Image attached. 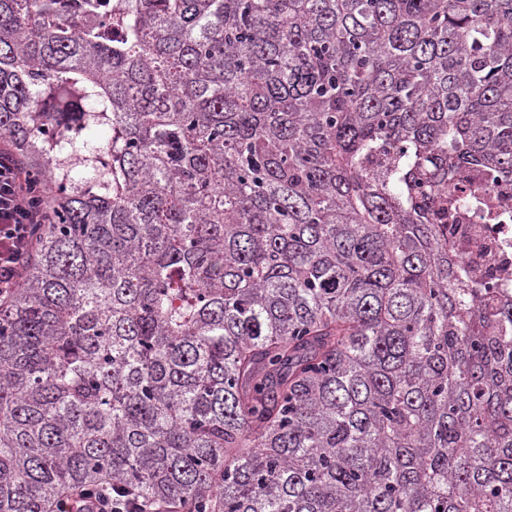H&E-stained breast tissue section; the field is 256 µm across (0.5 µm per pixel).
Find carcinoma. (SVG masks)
<instances>
[{
  "instance_id": "cac0c4a2",
  "label": "carcinoma",
  "mask_w": 512,
  "mask_h": 512,
  "mask_svg": "<svg viewBox=\"0 0 512 512\" xmlns=\"http://www.w3.org/2000/svg\"><path fill=\"white\" fill-rule=\"evenodd\" d=\"M0 140V512H512V0H0ZM46 208L13 149L0 146V304L24 277L35 250V228ZM463 180L451 181L448 192L459 203L456 214L448 220V235L456 240L474 242L459 252L460 264L470 275L487 278L499 288L512 291V224H486L484 211L503 202L512 203L510 186L499 184L486 192L483 206L473 205L466 199L467 182L481 180L479 174L471 170ZM80 498L85 502L84 512H128L126 508L121 507L122 503L112 497V486H102L96 492L84 494L82 490L79 493ZM124 508V509H123Z\"/></svg>"
}]
</instances>
